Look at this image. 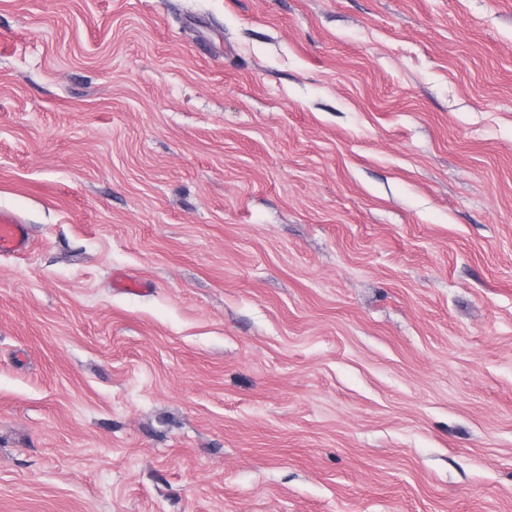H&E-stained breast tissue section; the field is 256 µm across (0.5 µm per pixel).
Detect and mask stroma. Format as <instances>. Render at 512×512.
<instances>
[{
	"label": "stroma",
	"mask_w": 512,
	"mask_h": 512,
	"mask_svg": "<svg viewBox=\"0 0 512 512\" xmlns=\"http://www.w3.org/2000/svg\"><path fill=\"white\" fill-rule=\"evenodd\" d=\"M3 210L0 512H512V0H0ZM29 236L25 224H20L12 215L0 212V255L26 250Z\"/></svg>",
	"instance_id": "obj_1"
}]
</instances>
